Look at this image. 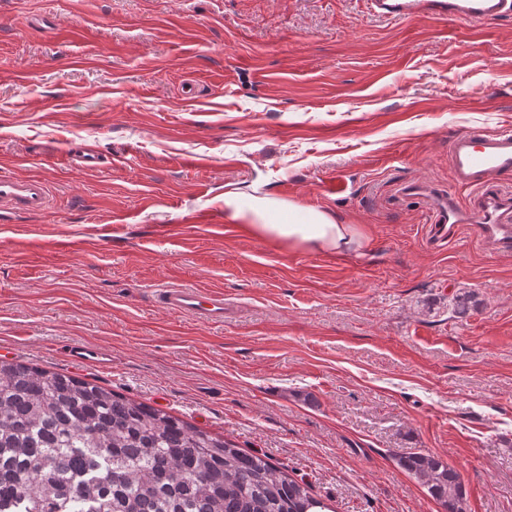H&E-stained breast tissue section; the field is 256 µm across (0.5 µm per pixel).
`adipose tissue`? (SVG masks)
Listing matches in <instances>:
<instances>
[{
	"label": "adipose tissue",
	"mask_w": 512,
	"mask_h": 512,
	"mask_svg": "<svg viewBox=\"0 0 512 512\" xmlns=\"http://www.w3.org/2000/svg\"><path fill=\"white\" fill-rule=\"evenodd\" d=\"M224 216L250 234L272 238L291 250L340 256L361 248L364 243L356 225L337 223L325 210L300 207L267 194L225 191Z\"/></svg>",
	"instance_id": "1"
}]
</instances>
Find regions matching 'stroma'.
<instances>
[{"mask_svg":"<svg viewBox=\"0 0 512 512\" xmlns=\"http://www.w3.org/2000/svg\"><path fill=\"white\" fill-rule=\"evenodd\" d=\"M512 130V17L393 22L366 0H0V169L45 180L0 223V358L266 454L336 512H443L397 453L456 468L464 512H512V254L446 250L399 188H456L448 140ZM88 146L94 170L68 154ZM257 188L358 225L289 251L224 217ZM224 293V321L166 310ZM469 297L466 314L453 300ZM90 343L106 367L70 363ZM162 305L177 314H193L210 323L224 321V293L168 286L160 291Z\"/></svg>","mask_w":512,"mask_h":512,"instance_id":"obj_1","label":"stroma"}]
</instances>
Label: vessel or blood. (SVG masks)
<instances>
[{
	"label": "vessel or blood",
	"mask_w": 512,
	"mask_h": 512,
	"mask_svg": "<svg viewBox=\"0 0 512 512\" xmlns=\"http://www.w3.org/2000/svg\"><path fill=\"white\" fill-rule=\"evenodd\" d=\"M370 11L385 20L410 18H456L470 24L512 16V0H367ZM449 168L455 183L477 194L467 207L447 191L428 182L411 181L402 195L423 199L431 214L428 240L443 249L457 241L463 225H472L477 238L494 249L512 251V191L497 181L512 174V130L486 134L465 131L448 141ZM50 197L46 183L33 177L0 174V219L39 217L48 212ZM162 305L177 314H193L208 322L224 321V294L193 288L168 286L160 291ZM75 364H107L98 347L74 343L66 351Z\"/></svg>",
	"instance_id": "b4317fda"
}]
</instances>
